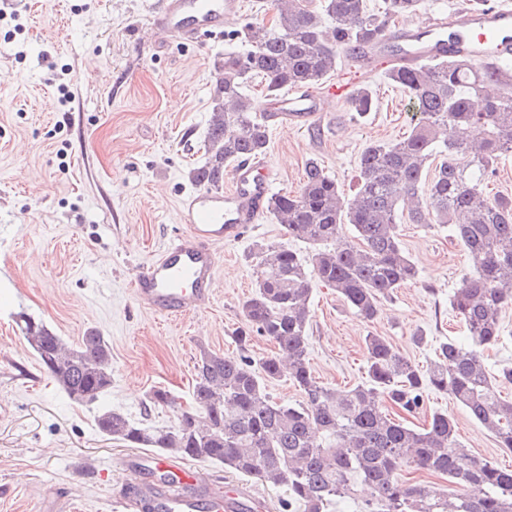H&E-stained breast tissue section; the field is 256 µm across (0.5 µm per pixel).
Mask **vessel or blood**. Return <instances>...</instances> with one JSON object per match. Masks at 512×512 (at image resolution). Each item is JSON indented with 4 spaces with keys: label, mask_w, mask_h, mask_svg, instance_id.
I'll use <instances>...</instances> for the list:
<instances>
[{
    "label": "vessel or blood",
    "mask_w": 512,
    "mask_h": 512,
    "mask_svg": "<svg viewBox=\"0 0 512 512\" xmlns=\"http://www.w3.org/2000/svg\"><path fill=\"white\" fill-rule=\"evenodd\" d=\"M150 13L153 32L195 43L237 17L239 0H158ZM450 30L460 36L456 44L459 56L480 64L512 62V5L505 0H493L482 9L432 15L424 28L399 26L384 35L382 43L403 47L415 61H435L446 56L438 36ZM265 109L277 118L307 124L327 111L328 102L291 92L269 101ZM233 175L232 190L201 189L184 201L180 215L185 232L167 244L134 280L136 298L158 316L186 315L209 303L216 275L213 244L239 240L245 225L262 216L273 183L271 169L244 161L236 165ZM131 467L167 477L168 490L157 504L158 512H244L251 500L242 488L226 490L220 497L184 493V486L197 480L195 468L163 455L132 462Z\"/></svg>",
    "instance_id": "obj_1"
}]
</instances>
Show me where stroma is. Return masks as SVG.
Returning a JSON list of instances; mask_svg holds the SVG:
<instances>
[{
	"instance_id": "35a3bbf8",
	"label": "stroma",
	"mask_w": 512,
	"mask_h": 512,
	"mask_svg": "<svg viewBox=\"0 0 512 512\" xmlns=\"http://www.w3.org/2000/svg\"><path fill=\"white\" fill-rule=\"evenodd\" d=\"M146 0H8L0 6V512H110L138 477L128 467L145 449L102 437L96 407L72 400L40 368L21 331V316L75 342L96 328L112 344V387L104 405L138 423L173 425L175 408L149 403L170 390L189 406L200 349L234 354L240 307L253 290L255 245L280 242L300 254L273 217L216 245L217 275L202 311L163 318L139 305L132 283L185 226L181 203L197 186L204 159L216 56L240 50L237 30L269 19L273 0H240L223 34L185 45L147 32ZM372 68L342 65L337 79L365 86L376 102L358 115L334 100L319 121L270 124L262 162L272 189L300 188L317 159L344 192L372 140L395 141L413 124L402 89ZM72 93L60 105L57 86ZM401 240L420 269L418 282L381 302L374 321L357 316L333 290L314 285L309 358L317 381L348 388L364 376L365 336L379 334L424 366L440 341L468 343L450 298L469 269L446 228L402 222ZM436 411L457 422L459 442L499 467L512 450L443 393L428 392L414 425ZM205 492L243 485L264 512H300L285 488L224 466L196 462Z\"/></svg>"
}]
</instances>
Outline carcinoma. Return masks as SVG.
Returning <instances> with one entry per match:
<instances>
[{"mask_svg":"<svg viewBox=\"0 0 512 512\" xmlns=\"http://www.w3.org/2000/svg\"><path fill=\"white\" fill-rule=\"evenodd\" d=\"M421 3L388 0L378 16L366 0H321L318 11L308 0H275L272 23L249 22L237 32L245 52L214 60L205 162L192 181L222 189L226 167L266 154L273 115L259 112L250 95L254 81L267 97L314 89L342 58L357 61L378 45L389 19L407 17ZM456 42L448 35L444 60L422 65L401 58L390 65L388 79L409 98L412 132L364 146L352 195L309 159L299 191L270 196L269 213L288 237L312 248L311 256L283 244L256 246L254 291L241 304L239 353L200 350L194 406L178 409L171 426L135 423L101 407L95 417L100 434L284 487L288 502L303 512H327L352 497L358 482L367 499L356 512H512V469L469 453L454 418L436 411L414 429L389 413L413 416L427 391L441 392L492 433L498 447L512 449V400L491 391L495 384L512 385V364L493 374L483 355L501 342V315L512 306V196L485 191L498 160L512 154V92L501 91L494 65L479 67L453 53ZM348 104L362 116L374 110L375 99L362 87ZM405 214L412 224L448 225L469 258L470 271L450 305L470 345L443 341L422 368L385 337L368 336L366 379L348 389L326 387L309 359L311 282L335 290L361 318L377 319L381 300L419 279L402 246ZM346 224L352 240L343 235ZM23 323L40 367L70 399L80 405L103 399L112 386L107 337L88 328L74 344L29 317ZM254 333L278 352L253 357L247 345ZM283 377L303 392L302 401L274 400L269 384ZM147 398L155 406H176L164 389ZM407 469L446 476L453 490L411 484L402 479Z\"/></svg>","mask_w":512,"mask_h":512,"instance_id":"cac0c4a2","label":"carcinoma"}]
</instances>
